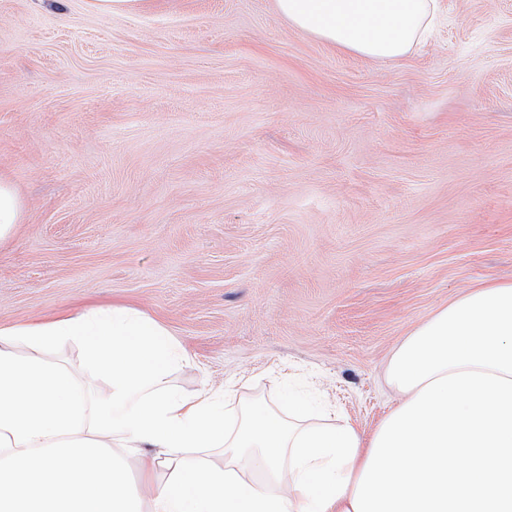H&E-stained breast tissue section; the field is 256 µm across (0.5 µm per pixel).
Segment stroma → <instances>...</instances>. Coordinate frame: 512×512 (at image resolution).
Here are the masks:
<instances>
[{
	"instance_id": "obj_1",
	"label": "stroma",
	"mask_w": 512,
	"mask_h": 512,
	"mask_svg": "<svg viewBox=\"0 0 512 512\" xmlns=\"http://www.w3.org/2000/svg\"><path fill=\"white\" fill-rule=\"evenodd\" d=\"M397 61L274 0H0V327L125 304L238 402L288 390L363 435L393 350L512 281V0H438ZM150 0H94L95 9L104 14H125L147 7ZM26 204L16 184L0 175V242L10 238L18 224L25 223Z\"/></svg>"
}]
</instances>
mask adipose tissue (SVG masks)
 <instances>
[{"instance_id": "ef3b65f1", "label": "adipose tissue", "mask_w": 512, "mask_h": 512, "mask_svg": "<svg viewBox=\"0 0 512 512\" xmlns=\"http://www.w3.org/2000/svg\"><path fill=\"white\" fill-rule=\"evenodd\" d=\"M297 30L393 61L437 22L436 0H274ZM0 175V241L24 223ZM77 344L85 375L43 359ZM190 355L136 307L115 304L0 328V512H512V281L438 310L394 351L398 395L370 437L315 425L309 406L260 405L170 383ZM220 448V466L187 464ZM167 476L149 497L129 461Z\"/></svg>"}]
</instances>
